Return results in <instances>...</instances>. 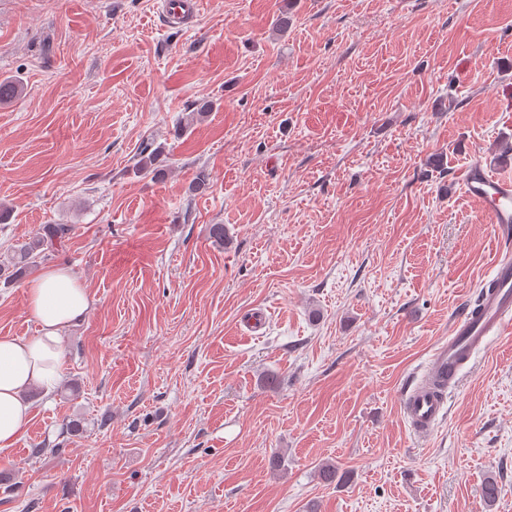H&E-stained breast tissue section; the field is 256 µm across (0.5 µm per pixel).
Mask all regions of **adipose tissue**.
<instances>
[{
    "instance_id": "1",
    "label": "adipose tissue",
    "mask_w": 512,
    "mask_h": 512,
    "mask_svg": "<svg viewBox=\"0 0 512 512\" xmlns=\"http://www.w3.org/2000/svg\"><path fill=\"white\" fill-rule=\"evenodd\" d=\"M25 288L38 333L0 336V448L11 447L29 425L30 392L53 389L62 379V331L83 320L91 306L87 289L63 267L41 271Z\"/></svg>"
}]
</instances>
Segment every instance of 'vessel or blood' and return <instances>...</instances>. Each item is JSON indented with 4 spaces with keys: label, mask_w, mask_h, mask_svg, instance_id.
<instances>
[{
    "label": "vessel or blood",
    "mask_w": 512,
    "mask_h": 512,
    "mask_svg": "<svg viewBox=\"0 0 512 512\" xmlns=\"http://www.w3.org/2000/svg\"><path fill=\"white\" fill-rule=\"evenodd\" d=\"M200 11V0H168L172 22L183 23ZM460 180L466 195L478 202L500 235L512 237V177L493 174L480 161L463 167ZM490 284L480 292L478 312L457 316L448 337L435 347L420 382L407 392L402 414L418 436L431 434L447 413L446 396L456 386L462 369L489 337L512 327V259L498 258L492 265Z\"/></svg>",
    "instance_id": "1"
}]
</instances>
